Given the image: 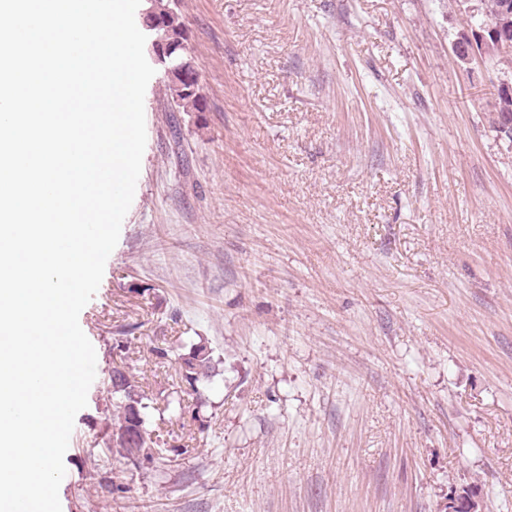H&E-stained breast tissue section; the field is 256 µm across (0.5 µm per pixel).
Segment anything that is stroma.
Here are the masks:
<instances>
[{
  "mask_svg": "<svg viewBox=\"0 0 512 512\" xmlns=\"http://www.w3.org/2000/svg\"><path fill=\"white\" fill-rule=\"evenodd\" d=\"M206 109L148 83L147 142L79 315L96 378L62 512H512V69L458 66L456 0H181ZM129 330L126 352L115 349ZM216 370L113 459L108 372L150 395ZM166 349L160 359L156 349ZM492 109L489 111V123L493 127L502 122H512V93L502 94L497 89L493 94ZM505 123L498 129V137L504 141H512V123ZM213 369L212 351L200 340L191 344L189 352L182 355L177 372L181 381L185 382L192 392L199 394L198 383L208 379Z\"/></svg>",
  "mask_w": 512,
  "mask_h": 512,
  "instance_id": "stroma-1",
  "label": "stroma"
}]
</instances>
